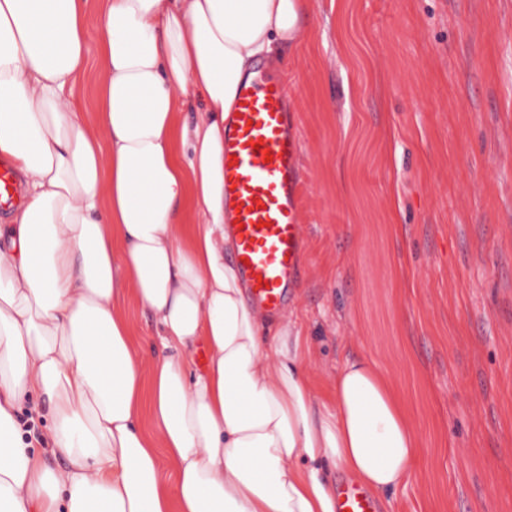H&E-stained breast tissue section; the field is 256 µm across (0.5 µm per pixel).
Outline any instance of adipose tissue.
Here are the masks:
<instances>
[{
    "label": "adipose tissue",
    "mask_w": 512,
    "mask_h": 512,
    "mask_svg": "<svg viewBox=\"0 0 512 512\" xmlns=\"http://www.w3.org/2000/svg\"><path fill=\"white\" fill-rule=\"evenodd\" d=\"M98 2L89 122L87 0H0V155L22 186L0 224V512H336L330 470L396 489L418 448L392 385L353 358L320 392L295 323L248 301L226 222L225 126L304 0ZM88 14L89 19L87 28V48L91 61L87 71L85 72L77 86V94L80 95L86 102L84 112H87V121H93L94 110L92 108L91 101L95 86L97 85L100 77L97 66L95 65V54L97 49V43L101 36V25L100 20L97 16L95 0H90ZM132 336L140 344L146 363L151 362V344L154 341V328L147 312L131 297L126 306Z\"/></svg>",
    "instance_id": "adipose-tissue-1"
}]
</instances>
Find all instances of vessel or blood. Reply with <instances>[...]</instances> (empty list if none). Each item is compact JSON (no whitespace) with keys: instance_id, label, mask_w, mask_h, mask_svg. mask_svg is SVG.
<instances>
[{"instance_id":"1","label":"vessel or blood","mask_w":512,"mask_h":512,"mask_svg":"<svg viewBox=\"0 0 512 512\" xmlns=\"http://www.w3.org/2000/svg\"><path fill=\"white\" fill-rule=\"evenodd\" d=\"M300 154L286 85L274 77L243 85L224 134V195L236 262L251 295L270 310L284 305L285 288L302 275ZM17 194L10 162L0 156V200ZM338 512H374V504L367 492L352 490Z\"/></svg>"}]
</instances>
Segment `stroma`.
Returning <instances> with one entry per match:
<instances>
[{
    "label": "stroma",
    "mask_w": 512,
    "mask_h": 512,
    "mask_svg": "<svg viewBox=\"0 0 512 512\" xmlns=\"http://www.w3.org/2000/svg\"><path fill=\"white\" fill-rule=\"evenodd\" d=\"M304 184L284 305L419 436L375 512H512V0H307L283 47Z\"/></svg>",
    "instance_id": "stroma-1"
}]
</instances>
